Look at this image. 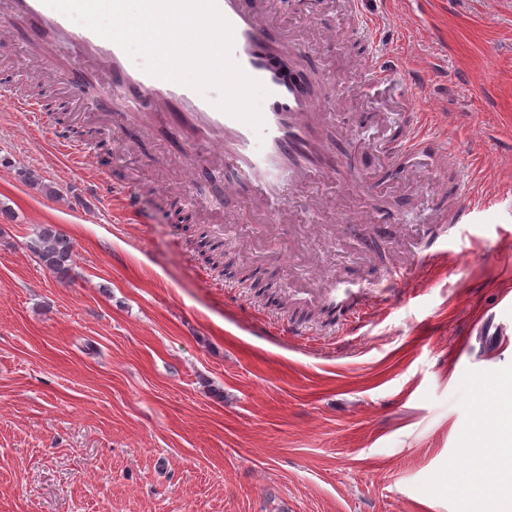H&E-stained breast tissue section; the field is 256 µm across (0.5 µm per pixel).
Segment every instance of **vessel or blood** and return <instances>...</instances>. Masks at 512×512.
Returning a JSON list of instances; mask_svg holds the SVG:
<instances>
[{"instance_id":"b4317fda","label":"vessel or blood","mask_w":512,"mask_h":512,"mask_svg":"<svg viewBox=\"0 0 512 512\" xmlns=\"http://www.w3.org/2000/svg\"><path fill=\"white\" fill-rule=\"evenodd\" d=\"M13 14L21 20H36L39 30L52 32L60 44L70 47L83 67L106 66L113 74L104 94L123 123L162 127L193 157L217 151L224 156V185L234 191L245 188L251 203L264 206L269 217H278L288 204L290 193L315 180L331 176L339 168H351L349 157L337 155L323 140L321 130L327 119L328 101L316 96L303 71H283L277 55L290 50L303 55V48L291 47L268 21L272 0H217L223 16L235 31L233 57L251 77L268 91L262 111L266 122L263 135L215 108L210 97L191 88L144 73L115 43L79 25L43 0H11ZM424 113L414 115L412 129L393 147V157L411 158L437 147V140L423 130ZM459 203L449 211L451 224L471 223L476 212L486 209L473 172L461 170L457 182ZM102 197H117L127 212H134L137 196L133 187L113 186L100 179L90 188ZM413 270H396L399 279L409 272H424L445 256L438 237L428 234L415 247ZM343 297L361 303V311L348 320L357 329L364 308L373 303L371 293L348 288L326 289L324 299ZM512 475V462L497 461L494 471H479L472 488L489 493L498 479Z\"/></svg>"}]
</instances>
